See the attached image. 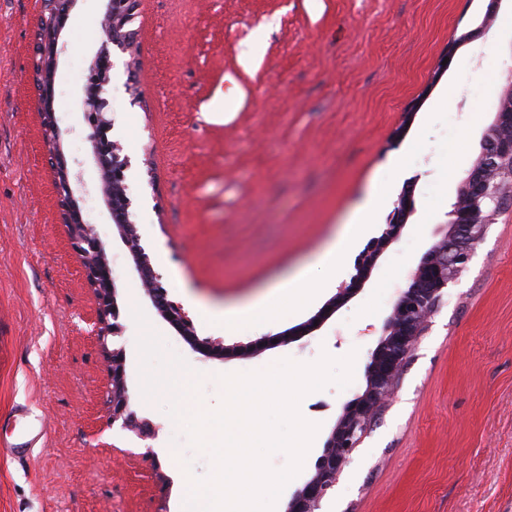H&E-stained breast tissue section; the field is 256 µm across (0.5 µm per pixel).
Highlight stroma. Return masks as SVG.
Segmentation results:
<instances>
[{"label": "stroma", "instance_id": "35a3bbf8", "mask_svg": "<svg viewBox=\"0 0 512 512\" xmlns=\"http://www.w3.org/2000/svg\"><path fill=\"white\" fill-rule=\"evenodd\" d=\"M105 6L75 0L54 78L75 197L116 278L119 316L103 341L97 299L61 219L33 86L42 0H0V512H180L184 463L196 476L210 473L209 456L166 414V395H141L136 306L202 373L208 410L220 403L219 375L355 354L347 388L330 384L300 402L319 430L276 503L284 512L344 406L364 391L381 328L442 235L483 133L512 89V26L504 23L512 0L495 9L490 0H139L134 53L110 49V136L128 161L141 244L199 336L259 338L246 326L225 327L223 310L309 267L321 284L315 298L269 332L307 321L349 281L358 252L381 234L403 191L414 194L398 241L321 327L222 360L193 351L157 314L104 202L82 100L105 40ZM251 39L262 52L247 71L239 54ZM477 53L482 80L452 138L447 111ZM402 126L405 136L394 141ZM375 189L381 200L367 238L339 275L318 268L319 254ZM108 348L124 350L133 409L152 422L154 437L113 423ZM22 405L45 437L19 463L6 439ZM318 512H512V209L488 226L446 289L396 398Z\"/></svg>", "mask_w": 512, "mask_h": 512}]
</instances>
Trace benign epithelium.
<instances>
[{
  "mask_svg": "<svg viewBox=\"0 0 512 512\" xmlns=\"http://www.w3.org/2000/svg\"><path fill=\"white\" fill-rule=\"evenodd\" d=\"M74 0H43L46 18L41 20L36 41L45 55V63L36 70L37 93L42 129L49 150V162L55 173L54 188L66 225L72 250L79 260L84 278L98 300V336L106 340L111 330L110 319L118 317L116 285L104 246L90 225L83 220L76 203L67 160L61 150L60 131L54 111L52 69L61 32L69 18ZM137 0H107L104 24L107 37L120 34L115 45L122 50L133 47L136 33L128 28ZM113 63L110 52L103 47L93 59L88 73L85 121L92 129L91 150L98 168L107 180L120 187L108 196V210L121 238L134 257L135 269L142 288L158 314L190 344L192 349L209 358H226L257 352L263 341L246 345L226 346L208 337L197 335L192 320L182 306L171 300L162 277L150 264L135 224L130 220L131 200L125 190L128 162L116 153L108 136L111 122L105 117L106 99L102 97L110 80ZM512 206V95L503 99L494 120L481 139L478 164L463 179L456 201L448 212V224L440 240L434 242L409 275L385 323L378 344L367 365V384L361 395L346 405L338 424L326 440L323 453L315 465V474L289 497L285 512H316L321 501L336 485L338 477L352 453L361 444L384 404L397 391L398 379L419 336L427 329L442 293L475 252L485 228ZM414 207L412 192L405 191L398 199L382 234L369 241L355 265L356 274L341 288L348 298L356 293L378 257L398 239L406 224L407 214ZM112 422L128 427L135 420L126 388L125 355L122 349L112 350Z\"/></svg>",
  "mask_w": 512,
  "mask_h": 512,
  "instance_id": "7a95c632",
  "label": "benign epithelium"
}]
</instances>
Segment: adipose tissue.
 Here are the masks:
<instances>
[{
	"label": "adipose tissue",
	"mask_w": 512,
	"mask_h": 512,
	"mask_svg": "<svg viewBox=\"0 0 512 512\" xmlns=\"http://www.w3.org/2000/svg\"><path fill=\"white\" fill-rule=\"evenodd\" d=\"M376 211L375 199H368L359 208L354 227L346 236L327 247L318 258L319 264L330 266L332 271H339L347 254L374 223ZM314 289L315 285L311 282L309 273H297L269 287L257 300L231 309L226 321L232 326L244 322L258 326L270 325L282 314L287 302L303 305Z\"/></svg>",
	"instance_id": "adipose-tissue-1"
}]
</instances>
